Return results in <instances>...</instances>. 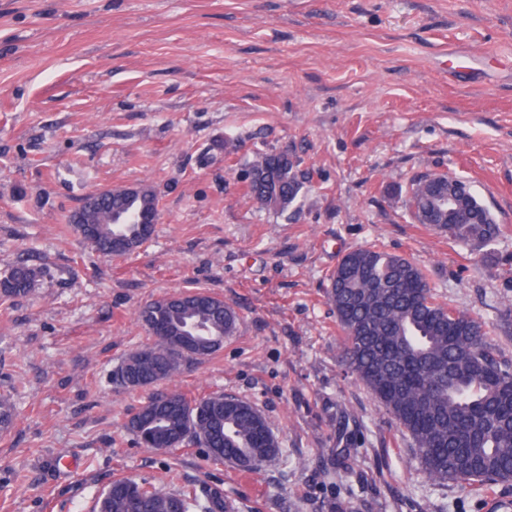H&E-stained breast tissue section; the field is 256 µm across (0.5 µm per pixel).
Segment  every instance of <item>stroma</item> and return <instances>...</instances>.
I'll return each instance as SVG.
<instances>
[{
	"label": "stroma",
	"instance_id": "35a3bbf8",
	"mask_svg": "<svg viewBox=\"0 0 512 512\" xmlns=\"http://www.w3.org/2000/svg\"><path fill=\"white\" fill-rule=\"evenodd\" d=\"M284 151L307 180L276 213L243 170ZM441 171L497 220L480 253L415 223L399 194ZM139 186L159 216L134 252L103 255L70 224L91 192ZM358 247L416 263L512 357V0H0V277L41 270L0 300V400L15 414L0 429V512H95L116 479L216 487L231 512H330L321 474L341 423L369 485L350 512H512V481H429L344 373L326 288ZM197 290L237 314L222 348L118 386V365L152 341L140 309ZM173 388L251 403L279 455L247 472L140 443L132 412ZM39 271L27 264H19L0 279V295L4 298L23 296L34 286Z\"/></svg>",
	"mask_w": 512,
	"mask_h": 512
}]
</instances>
